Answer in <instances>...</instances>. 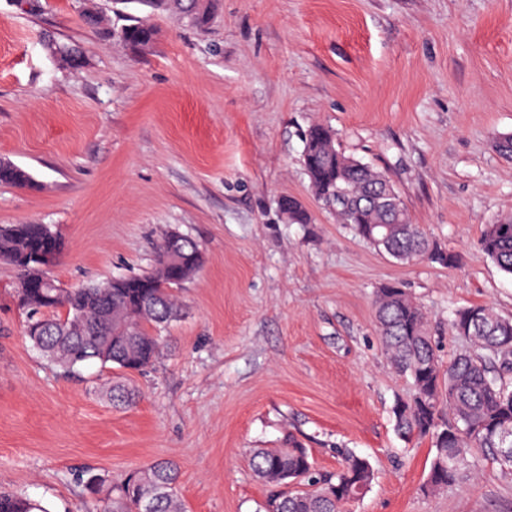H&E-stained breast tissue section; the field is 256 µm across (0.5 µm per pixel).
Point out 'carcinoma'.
<instances>
[{"label":"carcinoma","mask_w":512,"mask_h":512,"mask_svg":"<svg viewBox=\"0 0 512 512\" xmlns=\"http://www.w3.org/2000/svg\"><path fill=\"white\" fill-rule=\"evenodd\" d=\"M153 11L165 10L197 28L207 27L219 0H123ZM156 29L145 19L129 28L125 46L133 53L149 50ZM304 169L321 205L336 223L360 240L402 262L428 261L442 267L457 256L430 239L411 221L400 194L383 172L343 152L334 133L310 127L302 154ZM0 183L27 187L31 175L9 161H0ZM288 221L309 224L311 218L295 198H288ZM59 237L45 224H11L0 228V258H11L24 280L36 276L34 254L55 247ZM168 240L155 247V269L120 277L118 284L64 290L32 288L20 307L26 310L25 335L49 362L68 375L80 373L90 361L112 363L124 371H140L158 357L157 331L177 317L179 306L171 289L183 284L191 267L173 265L165 255ZM482 252L512 276V218L485 225ZM377 328L397 372L408 378L412 391L393 407L398 434L411 439L431 436L436 449L426 488L444 490L475 474L471 456L477 448L512 472L503 451L512 449V318L489 306L454 310V333L472 350L443 364L425 310L402 286L383 283L375 294ZM114 405L130 406L135 394L116 383L106 390ZM255 475L273 491L266 512H344L351 501L370 488L374 471L368 458L342 453L336 473L313 476L311 453L293 436L286 448H255ZM179 465L156 459L128 473L112 494L95 489L99 476L90 475L86 488L102 495V512H187L178 491ZM0 512H45L41 505L18 494L0 491Z\"/></svg>","instance_id":"carcinoma-1"}]
</instances>
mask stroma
<instances>
[{
	"label": "stroma",
	"instance_id": "35a3bbf8",
	"mask_svg": "<svg viewBox=\"0 0 512 512\" xmlns=\"http://www.w3.org/2000/svg\"><path fill=\"white\" fill-rule=\"evenodd\" d=\"M94 6L102 28L82 21ZM148 17L131 53L117 32ZM78 45L81 67L51 46ZM387 173L415 223L458 255L402 263L318 203L302 164L311 126ZM512 0H220L197 29L122 0H0V226L46 224L64 288L138 275L176 232L203 249L176 291L182 316L140 372L90 363L63 377L24 335L19 274L0 260V488L46 512H100L85 487L158 457L181 465L188 512H259L269 488L255 448L295 437L318 473L337 449L374 479L347 512H512V474L475 453L476 478L425 488L435 450L406 442L392 408L410 390L375 326L374 293L395 281L424 306L441 360L468 345L451 310L512 316V276L479 248L512 215ZM311 221L289 223L284 197ZM121 381L134 405L104 388ZM129 35L125 46L132 53H143L149 50L156 40V29L145 19L135 20L129 24ZM0 183L27 187L32 184L31 175L9 161H0Z\"/></svg>",
	"mask_w": 512,
	"mask_h": 512
}]
</instances>
